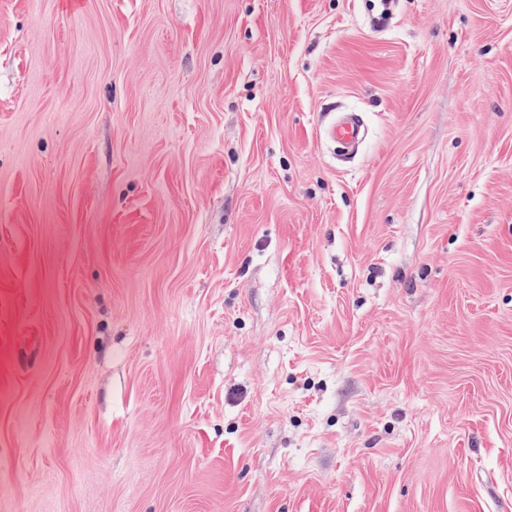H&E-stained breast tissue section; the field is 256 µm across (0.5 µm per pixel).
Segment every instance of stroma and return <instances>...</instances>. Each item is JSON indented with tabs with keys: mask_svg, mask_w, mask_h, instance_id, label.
Masks as SVG:
<instances>
[{
	"mask_svg": "<svg viewBox=\"0 0 512 512\" xmlns=\"http://www.w3.org/2000/svg\"><path fill=\"white\" fill-rule=\"evenodd\" d=\"M0 512H512V0H0ZM328 136L331 140L338 141L347 155L353 153L364 136L363 123L359 113H345L343 118L330 125Z\"/></svg>",
	"mask_w": 512,
	"mask_h": 512,
	"instance_id": "obj_1",
	"label": "stroma"
}]
</instances>
